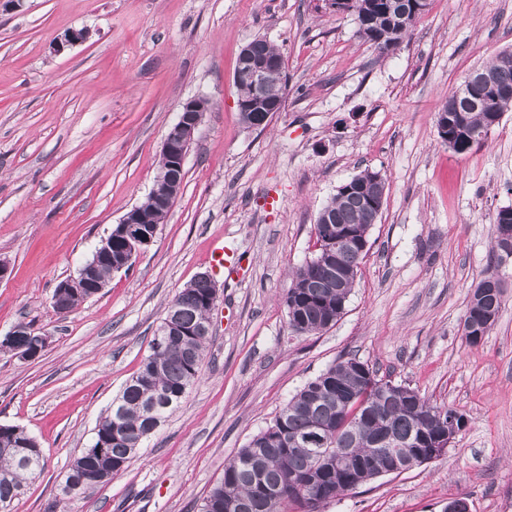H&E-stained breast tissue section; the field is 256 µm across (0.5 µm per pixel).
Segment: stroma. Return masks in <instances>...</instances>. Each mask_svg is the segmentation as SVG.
<instances>
[{
    "label": "stroma",
    "mask_w": 512,
    "mask_h": 512,
    "mask_svg": "<svg viewBox=\"0 0 512 512\" xmlns=\"http://www.w3.org/2000/svg\"><path fill=\"white\" fill-rule=\"evenodd\" d=\"M324 0H0V337L48 338L24 361L0 352V424L34 436L44 470L11 512H197L224 466L339 356L463 414L447 452L377 478L322 512H512V258L504 304L479 343L461 323L512 207V110L479 146L441 143L437 113L474 69L512 51V0H430L387 56ZM85 32L69 43L65 36ZM257 38L283 55L286 100L246 127L237 57ZM210 110L182 192L153 242L67 316L76 276L150 191L183 102ZM380 172L385 204L336 324L299 335L282 297L315 251L337 188ZM224 241L250 266L208 259ZM219 299L200 379L112 482L67 497L74 458L150 352L169 302L200 273Z\"/></svg>",
    "instance_id": "1"
}]
</instances>
